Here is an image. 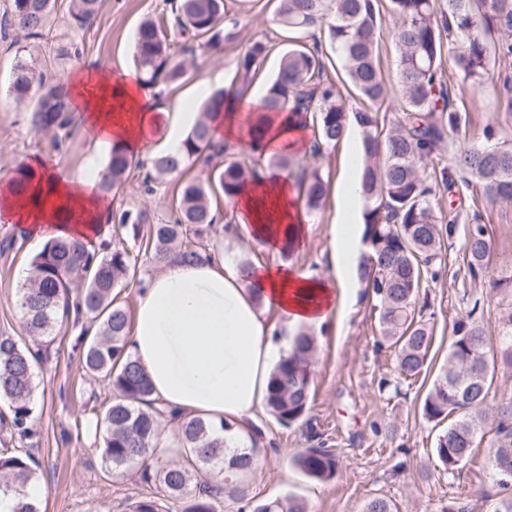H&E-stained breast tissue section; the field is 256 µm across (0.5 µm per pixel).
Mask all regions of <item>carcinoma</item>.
<instances>
[{
	"label": "carcinoma",
	"mask_w": 512,
	"mask_h": 512,
	"mask_svg": "<svg viewBox=\"0 0 512 512\" xmlns=\"http://www.w3.org/2000/svg\"><path fill=\"white\" fill-rule=\"evenodd\" d=\"M55 0H10L0 18V32L14 29L29 40L43 38ZM395 19L392 38L398 50L397 84L402 112L387 119L389 89L379 63L382 8ZM167 24L144 20L136 33L133 65L138 80L147 87L167 86L185 72L186 58L196 60V48L221 49L235 36L237 21L227 18L224 0H169ZM99 12V0H70L74 24L88 30ZM280 25L296 34L293 47L260 99L249 129L261 140L268 121L286 114L310 119L314 134L312 154L333 147L349 125L360 130V195L365 203L363 242L366 251L358 276L378 306L381 338L396 348L395 369L403 378L418 376L425 367L432 336L415 316L424 279L439 276L444 242L457 231L458 213L448 217L437 208L436 188L423 176L428 162L444 140L445 129L457 131L465 124L440 70L445 40L456 42L455 67L463 79L481 87L494 81L490 57L512 59V0H278ZM271 45L253 41L237 60L229 87L211 92L203 115L176 154L160 153L150 159L152 176L181 174L199 165L207 170L201 180L184 181L176 198L174 217L165 223L149 222L144 210H126L114 233L141 240L137 254L121 242L89 250L84 245L54 240L33 258L35 277L21 289L19 306L25 331L50 344L57 326L86 312L98 322L95 336H79L84 371L115 393L103 412V457L106 468L119 474L142 468L141 479L152 492L127 504L128 512H220L221 494L241 503L239 512H309L299 497L288 494L270 500L248 497L240 477L252 470L255 449L225 454L221 431L199 418L183 422L177 433L181 461L156 458L147 465L148 450L162 433L165 412L152 399L148 376L128 352L129 316L118 302L116 288L137 271L138 258L154 265L174 255L191 261L210 252L203 233L215 228L217 216L211 199L235 202L238 192L252 178L258 159H240V153L213 137V119L229 99L246 94L271 52ZM338 58L351 86L344 97L329 76ZM17 105H26L32 131L48 134L55 145L71 136L74 118L69 112L64 80L49 74L48 65L20 56L8 87ZM354 104L348 103V98ZM486 143L463 140L455 154V167L475 178L486 196L512 204V144L493 141V129L484 131ZM268 167L291 170L296 155L276 153ZM132 162L126 151L114 147L99 188L108 193L125 179ZM34 173L16 170L12 193L22 194ZM299 182L309 211L319 210L327 196L328 180L313 168L302 171ZM461 248L470 273L487 270L493 249L485 225L473 222L464 229ZM491 295L512 296V260L489 277ZM474 311L455 322L448 357L440 366L423 401L429 421L450 419L434 448L437 460L452 474L469 461L472 448L484 438L485 424L495 423L488 462L501 489L489 512H512V400L488 414L486 403L498 367H512V310L500 318L498 338L486 336L473 318ZM315 337L306 329L294 335L288 357L274 368L268 382L266 409L279 423L304 421L312 386L311 361ZM41 357L24 350L15 337L0 334V401L11 412L3 419L10 437L20 443L32 440L35 412L36 367ZM295 466L308 478L328 481L336 476L338 461L328 448H307L294 457ZM39 461L30 448L0 451V493L20 494L37 480Z\"/></svg>",
	"instance_id": "carcinoma-1"
}]
</instances>
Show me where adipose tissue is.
<instances>
[{
  "label": "adipose tissue",
  "mask_w": 512,
  "mask_h": 512,
  "mask_svg": "<svg viewBox=\"0 0 512 512\" xmlns=\"http://www.w3.org/2000/svg\"><path fill=\"white\" fill-rule=\"evenodd\" d=\"M65 88L70 112L96 146L116 145L137 158L161 148L180 151L186 113H161L157 97L137 83L134 72L122 68L109 75L102 62L92 61L67 78ZM162 121L168 129L158 144L148 133ZM28 166L36 173L34 181L25 195L0 208V216L38 240L66 238L96 248L112 218V197L97 187L99 169L75 177L58 159L39 155L30 157ZM300 197L294 176L257 167L237 195L235 221L225 225V238H236L243 229L273 253L286 240L304 247L309 226ZM337 197L340 222L328 255L330 274L258 263L246 281L218 248L192 263L172 258L162 273L142 282L131 350L151 380L154 398L168 412L154 455L175 447L176 431L189 418L232 423L224 443L237 448L266 405L272 365L290 350L278 324L321 328L350 297L360 247L357 181H339Z\"/></svg>",
  "instance_id": "ef3b65f1"
}]
</instances>
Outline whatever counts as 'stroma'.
Returning <instances> with one entry per match:
<instances>
[{
    "mask_svg": "<svg viewBox=\"0 0 512 512\" xmlns=\"http://www.w3.org/2000/svg\"><path fill=\"white\" fill-rule=\"evenodd\" d=\"M230 17L237 21V36L220 52L198 53L196 63L161 96L170 112H202L206 96L227 87L235 63L251 41L271 42L273 49L251 93L261 96L275 73L283 52L290 46L287 31L274 21V0H226ZM166 0H102L92 28H77L70 17L69 0H56L43 39L31 41L12 31L0 36V171H16L30 154L43 153L60 159L76 176L86 174L93 150L80 133H73L62 146L50 137L33 133L22 108L8 95L7 87L18 48L37 59H48L53 71L70 76L84 62L97 59L111 69L132 64L133 38L139 23L149 17L167 16ZM444 80L451 83L459 110L467 117L464 133L446 131L430 169L451 166L460 136L479 142L486 127H494L498 140L512 141V111L498 100V87H472L458 76L454 49L445 46ZM360 132L350 129L336 147L302 163L319 168L329 185L346 174L350 153L360 150ZM145 172L132 170L112 198L113 214L147 209L152 222L170 217L179 177H166L146 190ZM456 192H439L440 210L455 206L459 225L484 224L491 237L493 266L512 259V205L487 198L482 186L468 175L455 173ZM339 220L334 194H327L319 211L310 213L306 247L289 254L291 265L316 273H328L327 256L332 226ZM43 244L17 227L0 223V333L15 336L34 352H43L37 367L35 455L40 462L37 485L43 512H124L127 503L148 487L138 469L108 473L102 461L103 440L96 431L93 408L103 407L113 397L111 389L83 371L76 350L78 328H57L50 345L28 336L18 305L24 283L20 270L30 266ZM446 266L439 278L425 282L420 299L427 307L422 321L433 339L427 370L419 377L403 379L394 369V351L377 333L378 311L362 283L356 295L336 310L330 329L316 332L317 349L312 359L313 383L307 425L283 426L268 412H259L257 429L259 468L245 479L248 496L257 500L294 494L310 512H361L367 500L382 497L397 512H438L455 501L469 512H486V495L497 486L488 466V443L475 448L470 460L455 473H447L437 461L434 448L442 426L427 421L422 404L434 375L448 355L455 321L467 310L476 317L490 338H497L504 301L489 298L484 277H472L460 244L446 251ZM391 388L381 389V380ZM325 445L338 460L333 480L320 482L305 477L293 464V456L305 448Z\"/></svg>",
    "mask_w": 512,
    "mask_h": 512,
    "instance_id": "stroma-1",
    "label": "stroma"
}]
</instances>
